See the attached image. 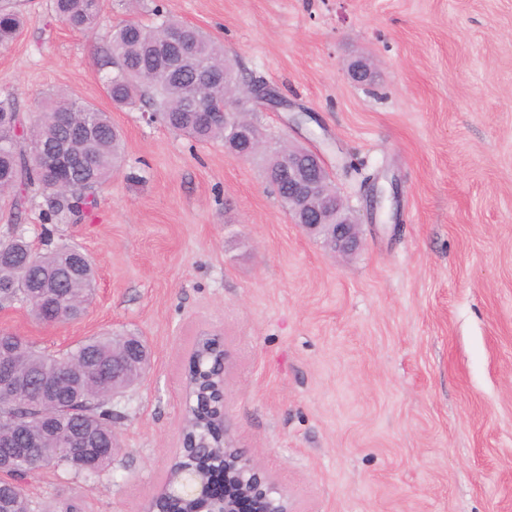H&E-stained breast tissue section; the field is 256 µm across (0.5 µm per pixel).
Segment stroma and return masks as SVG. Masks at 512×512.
<instances>
[{"instance_id": "stroma-1", "label": "stroma", "mask_w": 512, "mask_h": 512, "mask_svg": "<svg viewBox=\"0 0 512 512\" xmlns=\"http://www.w3.org/2000/svg\"><path fill=\"white\" fill-rule=\"evenodd\" d=\"M0 46V101L63 91L107 112L122 158L99 205L53 242L80 246L97 288L80 319L0 310V330L56 352L109 331L150 365L114 397L112 466L43 467L36 501L143 512L179 454L196 340L231 358L224 408L292 512H512V0H101L77 32L50 0ZM224 48L264 141L318 152L359 224L349 256L295 223L266 156L193 142L149 107H115L100 53L155 9ZM369 64L372 79L349 67Z\"/></svg>"}]
</instances>
